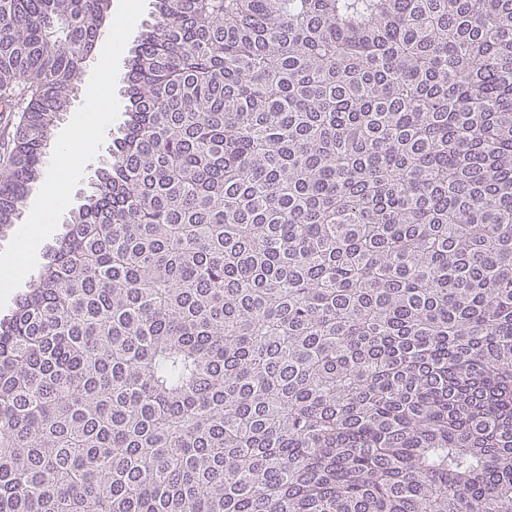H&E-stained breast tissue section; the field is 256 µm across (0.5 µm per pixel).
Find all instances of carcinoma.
<instances>
[{"label": "carcinoma", "mask_w": 512, "mask_h": 512, "mask_svg": "<svg viewBox=\"0 0 512 512\" xmlns=\"http://www.w3.org/2000/svg\"><path fill=\"white\" fill-rule=\"evenodd\" d=\"M111 0H0V232ZM0 319V512H512V0H154Z\"/></svg>", "instance_id": "cac0c4a2"}]
</instances>
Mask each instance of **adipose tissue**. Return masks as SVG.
<instances>
[{"mask_svg":"<svg viewBox=\"0 0 512 512\" xmlns=\"http://www.w3.org/2000/svg\"><path fill=\"white\" fill-rule=\"evenodd\" d=\"M113 11L116 22L104 33L95 70L85 87L84 107L81 112L75 113L72 128H83L91 124L100 130L112 120L111 101L103 85L112 76V66L118 60L126 33L134 22L136 5L134 0H116ZM94 146V141L90 140L83 148L75 150L69 142H62L57 162L46 176L44 189L29 209L28 224L18 231L20 253L0 257V266L9 270L13 278L26 275L28 262L35 254L41 234L50 229V217L56 215L67 202L65 184L81 175L86 157Z\"/></svg>","mask_w":512,"mask_h":512,"instance_id":"obj_1","label":"adipose tissue"}]
</instances>
